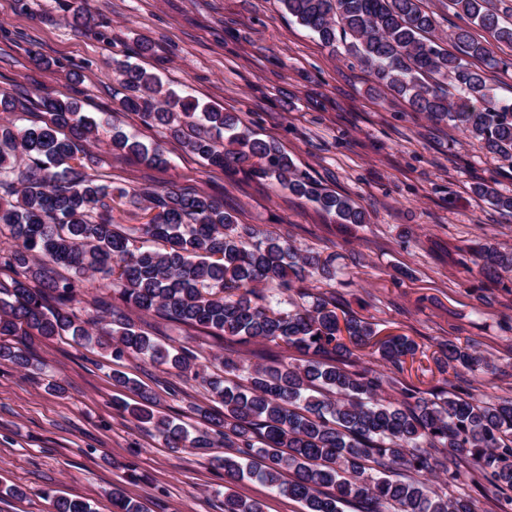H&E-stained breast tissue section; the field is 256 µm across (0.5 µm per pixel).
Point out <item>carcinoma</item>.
I'll return each mask as SVG.
<instances>
[{
	"instance_id": "cac0c4a2",
	"label": "carcinoma",
	"mask_w": 512,
	"mask_h": 512,
	"mask_svg": "<svg viewBox=\"0 0 512 512\" xmlns=\"http://www.w3.org/2000/svg\"><path fill=\"white\" fill-rule=\"evenodd\" d=\"M279 2L331 53L364 67L372 90L395 92L413 111L459 129L512 168V96L485 76L487 68H512L494 50L512 48V0H444L463 21L445 36L422 0ZM476 28L492 41L478 39ZM448 41L455 51L445 47ZM113 71L119 110L165 128L186 153L233 176L275 182L338 224L367 223L349 197L324 187L224 108L170 89L129 61ZM40 107L48 119L39 124H0V237L12 241L0 250V360L27 368V353L12 341L35 331L93 341L116 359L140 357L192 378L224 412L203 413L207 427L191 431L155 413V391L112 372L113 385L134 397L124 410L153 426L166 447L221 441L228 448L219 459L227 481L255 480L299 501L303 512H343L353 502L366 512H476L472 495H438L431 477L448 486L467 479L480 494L491 487L500 512L512 509V397L479 399L456 392L454 383L464 371L493 372L486 356L468 344H440L432 357L440 384L429 389L379 370L384 364L404 372L421 346L339 312L336 293L317 286L336 278L335 257L239 224L203 192L112 185L95 170L88 145L104 144L155 167L167 163L161 144L116 129L108 112L88 117L71 99L43 96ZM474 193L512 213V194L488 184ZM126 205L144 222H113L112 213ZM471 263L485 273H512V252L485 243L472 250ZM96 275L109 281L122 306L97 296L82 301L79 288ZM273 285L298 299L260 293ZM127 309L239 344L269 342L303 358L249 365L229 345L209 367L195 347L161 343ZM82 311L89 317L80 318ZM286 471L294 475L288 482ZM113 502L118 512H144L123 493ZM56 512L92 508L59 499ZM224 512L263 510L226 491Z\"/></svg>"
}]
</instances>
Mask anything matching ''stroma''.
I'll list each match as a JSON object with an SVG mask.
<instances>
[{"label":"stroma","mask_w":512,"mask_h":512,"mask_svg":"<svg viewBox=\"0 0 512 512\" xmlns=\"http://www.w3.org/2000/svg\"><path fill=\"white\" fill-rule=\"evenodd\" d=\"M143 38L154 51L139 64L166 85L237 113L298 167L350 196L367 224L342 229L288 190L229 177L137 115L113 112L112 62L136 54ZM35 54L50 67L36 66ZM371 84L363 67L331 54L278 0H0V94L75 99L85 115L112 112L123 130L162 143L168 164L159 168L100 146L99 170L113 183L204 192L238 223L335 255L328 288L346 311L414 337L429 353L446 340L474 344L496 371L463 389L512 397V276L497 284L460 264L476 241L512 250V216L472 191L491 182L512 192V174L457 129L412 112L401 98L381 101ZM156 329L160 341L193 345L207 357L224 351L222 339L175 322L157 321ZM22 342L39 369L0 361V512H55L59 497L115 512L117 486L148 512H224V473L210 465L224 446L166 448L116 410L130 394L109 373L118 369L148 386L165 380L157 409L187 424L198 420L194 406L222 409L203 386L68 337ZM11 485L25 497L7 495Z\"/></svg>","instance_id":"stroma-1"}]
</instances>
